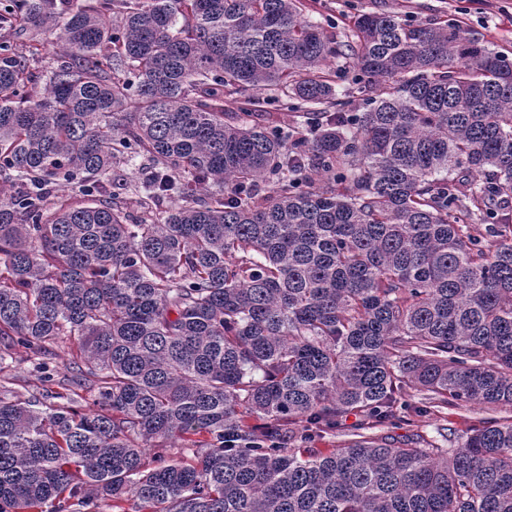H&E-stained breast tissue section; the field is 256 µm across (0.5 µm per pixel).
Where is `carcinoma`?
Wrapping results in <instances>:
<instances>
[{
    "label": "carcinoma",
    "instance_id": "obj_1",
    "mask_svg": "<svg viewBox=\"0 0 512 512\" xmlns=\"http://www.w3.org/2000/svg\"><path fill=\"white\" fill-rule=\"evenodd\" d=\"M2 28L30 44L0 43V379L22 349L42 386L0 391V512H512V421L371 433L512 406L511 58L385 11L329 34L303 0H12ZM246 90L304 123L224 121ZM512 420V407L500 406L484 408L483 406L459 404L448 406L437 415L416 416L410 412H401L392 425L379 427L371 432L377 435H388L395 441L403 442L410 439L411 434L420 433L427 438L435 439L444 448V441L439 433H451L459 443L465 439L473 428L481 427L485 422ZM364 419L359 414H349L346 418L343 428L341 430L336 431L331 435H325V438L320 439L315 442L313 445L314 448H337V446L343 444V442L349 438L350 431L353 430L355 425L359 423V420Z\"/></svg>",
    "mask_w": 512,
    "mask_h": 512
}]
</instances>
